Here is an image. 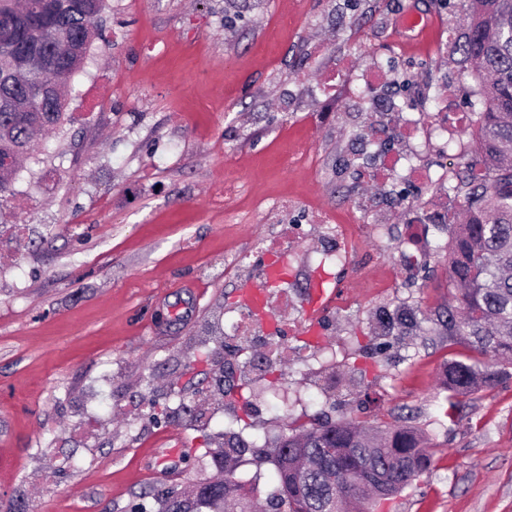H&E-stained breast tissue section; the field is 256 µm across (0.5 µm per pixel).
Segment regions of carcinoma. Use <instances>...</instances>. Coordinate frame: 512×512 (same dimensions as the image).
I'll return each mask as SVG.
<instances>
[{"label":"carcinoma","instance_id":"1","mask_svg":"<svg viewBox=\"0 0 512 512\" xmlns=\"http://www.w3.org/2000/svg\"><path fill=\"white\" fill-rule=\"evenodd\" d=\"M0 0V155L13 167L0 170V204L14 194L21 160L34 136L59 126L66 99L62 88L79 71L97 35L94 25L106 0ZM469 16L456 50L480 81L478 145L489 174L471 169L453 175L448 191L463 201L464 222L448 225V306L440 324L448 340L472 351L445 365L441 391L455 418L461 399L512 377V0H460ZM30 56L47 66L25 83L16 79ZM426 319L408 308L375 311L368 344L424 330ZM427 438L404 423L365 426L345 419L316 424L290 422L263 446L224 433L206 449L217 475L182 491L154 494L159 512H257L253 495L236 477L251 457L274 466L276 486L269 512H378L430 469Z\"/></svg>","mask_w":512,"mask_h":512}]
</instances>
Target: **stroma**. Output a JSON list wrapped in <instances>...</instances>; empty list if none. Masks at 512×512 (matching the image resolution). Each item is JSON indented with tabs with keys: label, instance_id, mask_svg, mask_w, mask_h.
Wrapping results in <instances>:
<instances>
[{
	"label": "stroma",
	"instance_id": "35a3bbf8",
	"mask_svg": "<svg viewBox=\"0 0 512 512\" xmlns=\"http://www.w3.org/2000/svg\"><path fill=\"white\" fill-rule=\"evenodd\" d=\"M447 42L468 27L457 0H107L102 35L71 80L67 119L36 149L0 207V512H130L138 494L211 477L205 451L229 419L263 444L288 422L404 415L429 434L433 470L385 512H512V379L440 412L438 372L461 348L437 315L448 302L445 261L374 295L383 266H404L407 222L378 214L385 237H364L349 280L354 308L317 324L307 363L275 358L282 380L244 374L204 425L178 416L180 390L203 368L239 284L224 257L300 225L288 266L302 292L272 294L297 325L323 276L307 271L325 227L306 199L341 215L365 198L383 163L362 162V139L417 117L448 87L465 111L479 82L453 51L426 54L401 34L408 14ZM390 70L396 111L367 114L349 99L351 73ZM313 165H293L299 146ZM408 305L424 334L388 355L360 351L379 307Z\"/></svg>",
	"mask_w": 512,
	"mask_h": 512
}]
</instances>
